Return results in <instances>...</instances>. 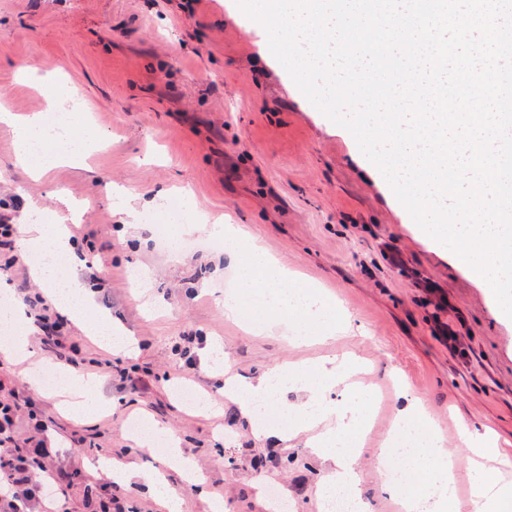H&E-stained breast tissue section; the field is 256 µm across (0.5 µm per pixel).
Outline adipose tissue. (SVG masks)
I'll return each mask as SVG.
<instances>
[{"label": "adipose tissue", "mask_w": 512, "mask_h": 512, "mask_svg": "<svg viewBox=\"0 0 512 512\" xmlns=\"http://www.w3.org/2000/svg\"><path fill=\"white\" fill-rule=\"evenodd\" d=\"M0 122L12 126L15 152L24 162L33 156L36 144L68 138L74 131L78 132L84 143L91 144L97 139L94 127L86 122L80 123L74 130L66 126L50 130L44 127L39 116L19 118L2 109ZM247 255V262L240 273L242 292L261 290L270 308H285L302 317L298 338L307 340L309 331L318 328L325 315L327 302L320 295L289 284L287 266L275 260L261 245L249 244ZM356 372L357 368L352 364L342 369L331 362H322L313 367L283 365L251 383L242 384L234 378H226L224 393L237 401L242 415L250 416L274 390L292 388L308 391L310 398L299 413L302 427L308 428L326 419V392L338 380L349 379ZM360 418L356 406L344 407L337 411L334 424L309 443L312 451L331 457L334 462L333 468L328 469L321 478L324 496H331L339 488L350 489L356 512H362L364 508L354 473L357 460L355 427ZM395 425L401 436L389 439V451L404 461L407 474L415 480L414 493L402 500L406 512H459L453 480L448 476L447 457L431 432L430 420L424 408L418 405L410 410H400L395 417Z\"/></svg>", "instance_id": "obj_1"}]
</instances>
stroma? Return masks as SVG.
Returning <instances> with one entry per match:
<instances>
[{"mask_svg":"<svg viewBox=\"0 0 512 512\" xmlns=\"http://www.w3.org/2000/svg\"><path fill=\"white\" fill-rule=\"evenodd\" d=\"M27 80H19V73ZM66 85L97 141L75 161L32 180L16 160L13 131L0 125V215L59 223L75 213V255L63 273L135 342L125 354L95 345L83 327L60 329L78 369L94 374L110 402L96 420L73 418L60 391L36 385L56 364L32 323H0V342L33 337L25 360L0 357V399L30 400L49 426L56 466L69 474L72 512L84 492L112 495L125 512H161L138 478L170 474L183 512H273L269 490L291 512H319V483L332 462L312 454L309 431L274 413L268 436L221 394L225 375L252 381L283 364L348 359L358 394L337 387V406L358 403L355 473L368 512H398L375 458L396 409L421 402L448 457L461 512H479L473 472L462 459L490 431L512 453V323L449 249L415 230L378 168L346 129L315 108L274 58L264 29L236 0H0V105L47 113ZM135 209V220L125 212ZM214 231L198 232V219ZM298 273L332 306V337L292 342L293 316L267 315L259 295L240 303L252 322L228 319L239 233ZM34 244L0 250V300L14 289L43 293ZM196 360L184 366L186 356ZM145 386H137V379ZM194 390L211 409L178 395ZM140 419L166 427L206 478L180 479L171 454L129 432ZM111 458L137 480L108 487L88 461Z\"/></svg>","mask_w":512,"mask_h":512,"instance_id":"stroma-1","label":"stroma"}]
</instances>
